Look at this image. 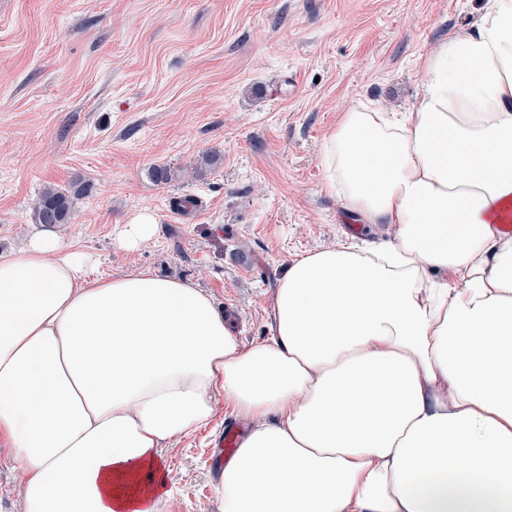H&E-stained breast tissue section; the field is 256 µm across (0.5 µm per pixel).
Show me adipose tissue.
I'll return each instance as SVG.
<instances>
[{"label":"adipose tissue","mask_w":512,"mask_h":512,"mask_svg":"<svg viewBox=\"0 0 512 512\" xmlns=\"http://www.w3.org/2000/svg\"><path fill=\"white\" fill-rule=\"evenodd\" d=\"M321 165L396 240L295 259L247 348L194 282L94 275L49 230L0 257L21 512H161L162 447L219 395L250 425L221 512H512V0L427 55L407 112L348 107Z\"/></svg>","instance_id":"obj_1"}]
</instances>
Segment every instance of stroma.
<instances>
[{"instance_id": "1", "label": "stroma", "mask_w": 512, "mask_h": 512, "mask_svg": "<svg viewBox=\"0 0 512 512\" xmlns=\"http://www.w3.org/2000/svg\"><path fill=\"white\" fill-rule=\"evenodd\" d=\"M485 0H0V255L41 231L48 186L83 187L55 231L96 275L149 270L199 284L245 347L270 339L286 265L391 224L346 229L320 162L341 112L402 111L426 56ZM222 158L204 166L206 154ZM174 173L153 182V167ZM179 214H172L171 205ZM133 250L120 225L143 210ZM236 415L168 441L162 512H220L209 448ZM156 231V220L148 211L143 210L129 224H125L120 232V242L129 249L138 247L142 242L153 237Z\"/></svg>"}]
</instances>
